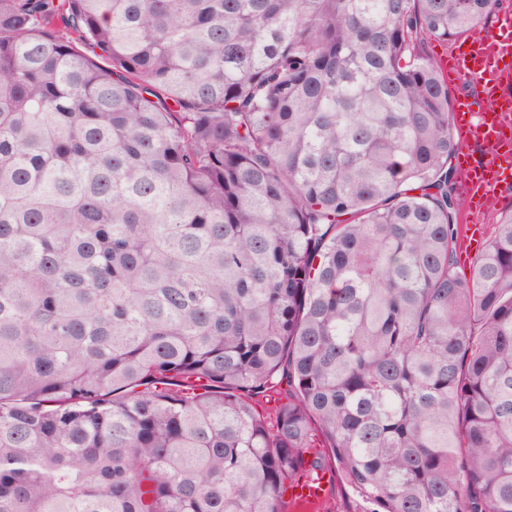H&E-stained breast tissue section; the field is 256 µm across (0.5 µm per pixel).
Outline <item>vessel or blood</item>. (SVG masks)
<instances>
[{"mask_svg":"<svg viewBox=\"0 0 512 512\" xmlns=\"http://www.w3.org/2000/svg\"><path fill=\"white\" fill-rule=\"evenodd\" d=\"M496 35L464 40L443 67L449 83L470 80L478 96L460 95L452 104L458 140V166L465 186L462 209L473 214L491 208L507 183L512 154L504 152L502 128L512 117V15H500ZM328 481H300L287 496L294 512H312L326 496Z\"/></svg>","mask_w":512,"mask_h":512,"instance_id":"b4317fda","label":"vessel or blood"}]
</instances>
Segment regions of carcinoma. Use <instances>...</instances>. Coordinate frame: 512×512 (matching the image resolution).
<instances>
[{
	"instance_id": "cac0c4a2",
	"label": "carcinoma",
	"mask_w": 512,
	"mask_h": 512,
	"mask_svg": "<svg viewBox=\"0 0 512 512\" xmlns=\"http://www.w3.org/2000/svg\"><path fill=\"white\" fill-rule=\"evenodd\" d=\"M503 0H0V512H512V211L448 78ZM320 455L319 461L330 478L329 490L326 496L328 480L325 473H321L318 480L313 482L302 480L288 487L285 495L288 496L293 511L290 510L287 498L286 512H300L312 510L326 496V499L319 504L314 511L309 512H362L366 508H372L365 503L359 494L351 488L336 469L334 458L326 448H315Z\"/></svg>"
}]
</instances>
